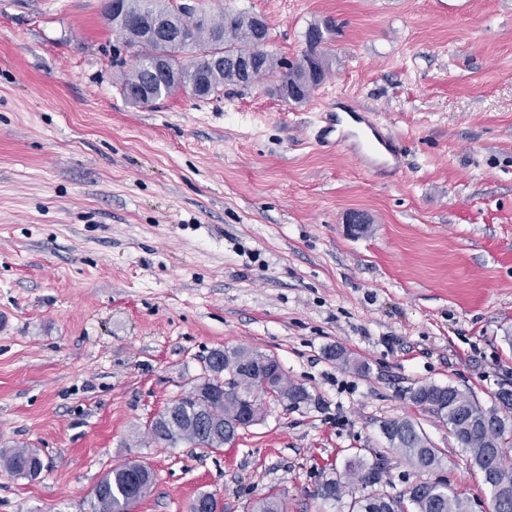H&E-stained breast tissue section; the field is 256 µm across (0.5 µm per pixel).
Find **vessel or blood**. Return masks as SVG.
I'll return each instance as SVG.
<instances>
[{
	"instance_id": "1",
	"label": "vessel or blood",
	"mask_w": 512,
	"mask_h": 512,
	"mask_svg": "<svg viewBox=\"0 0 512 512\" xmlns=\"http://www.w3.org/2000/svg\"><path fill=\"white\" fill-rule=\"evenodd\" d=\"M332 103L344 106L346 114L320 127L317 141L321 146L344 150L367 168L401 169L399 140L380 125L375 112L342 93L337 94Z\"/></svg>"
}]
</instances>
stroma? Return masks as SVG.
Returning <instances> with one entry per match:
<instances>
[{"instance_id":"stroma-1","label":"stroma","mask_w":512,"mask_h":512,"mask_svg":"<svg viewBox=\"0 0 512 512\" xmlns=\"http://www.w3.org/2000/svg\"><path fill=\"white\" fill-rule=\"evenodd\" d=\"M436 2L198 0L262 16L267 51L290 59L333 18L330 75L302 104L271 74L133 107L102 0H0V449L45 464L34 481L0 469V512H92L129 458L156 474L133 512H188L201 490L222 512L272 493L288 512H350L366 488L319 490L386 453L397 418L489 512L469 453L409 392L487 407L512 388V0ZM339 92L402 138L403 173L316 144ZM224 347L274 356L310 401L262 398L219 450L146 443Z\"/></svg>"}]
</instances>
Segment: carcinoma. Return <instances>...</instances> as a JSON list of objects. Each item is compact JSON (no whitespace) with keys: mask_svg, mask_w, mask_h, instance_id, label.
<instances>
[{"mask_svg":"<svg viewBox=\"0 0 512 512\" xmlns=\"http://www.w3.org/2000/svg\"><path fill=\"white\" fill-rule=\"evenodd\" d=\"M125 18L130 20L144 13L164 18L179 40L144 38L127 24L114 23L112 28L123 43L133 47L129 56L133 65L120 74V91L125 101L133 107L143 103L130 96L133 88L153 82L151 62L158 58L168 59L173 66L182 69L178 82H167L157 86L158 97H169L187 90L190 84L189 66L180 62L185 46L198 51L197 64L206 70L208 91L211 95L226 85L254 87L270 73H279L281 88L276 94L288 93V100L296 104L305 102L330 75L334 50L331 48L333 21L325 19L308 26L304 36L317 37L315 56L308 65L289 63L268 52L259 54L261 42L267 39L268 28L258 26L257 16L246 11L225 10L217 15L193 11H179L175 0H122ZM222 365L209 358L204 359L202 371L208 374L207 383L194 387L174 407L160 412L148 435L153 443L175 445L187 442L203 448H222L234 441L239 432L238 423L245 405L258 402V370L270 363L273 377L271 389L279 398L294 405L311 400V395L302 386L293 384L278 360L258 350L248 348L223 349L217 352ZM410 400L444 422L461 447L468 450L473 465L481 474L484 484H489V474L500 467L505 469L512 483V466L504 456L494 459L491 448H506L512 445V426H508L500 414L512 411V390L502 387L494 395V404L482 408L471 396L455 390L448 395V387L436 384H421L409 393ZM217 423L216 427L205 425L202 417ZM384 425L396 430L397 436L388 441L390 450L404 458L420 471L433 472L441 465L438 449L418 432L414 423L405 419H394ZM386 459L368 465L360 459L349 461L346 474L350 479L365 486L378 482ZM41 465V458L32 448H10L0 450V467L10 473L29 479ZM137 479L136 500H131L129 486ZM155 475L152 468L140 460H127L112 468L92 490L98 512H131L135 501L146 497L152 490ZM421 494L411 495L402 490L397 494H368L375 512H467V504L448 488V483L437 480H417ZM254 512H285L283 501L273 495L261 498Z\"/></svg>","mask_w":512,"mask_h":512,"instance_id":"obj_1","label":"carcinoma"}]
</instances>
